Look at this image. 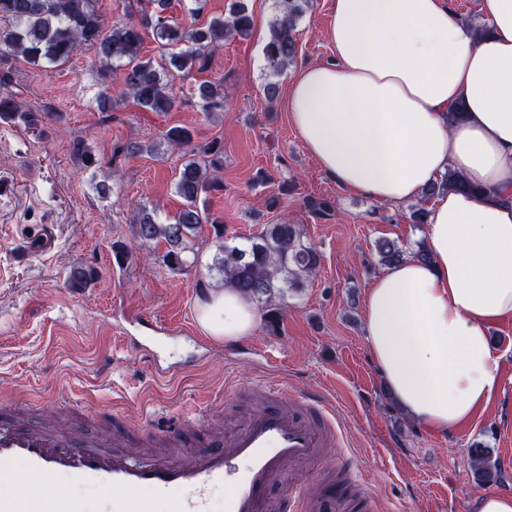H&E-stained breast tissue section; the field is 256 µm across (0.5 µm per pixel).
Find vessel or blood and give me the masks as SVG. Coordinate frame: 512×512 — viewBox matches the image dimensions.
I'll use <instances>...</instances> for the list:
<instances>
[{
    "label": "vessel or blood",
    "instance_id": "1",
    "mask_svg": "<svg viewBox=\"0 0 512 512\" xmlns=\"http://www.w3.org/2000/svg\"><path fill=\"white\" fill-rule=\"evenodd\" d=\"M147 335L127 337L131 352L156 379L182 372L180 363L162 362L152 344L171 339L177 328L154 320ZM264 403L233 435L211 423L194 431L186 419L160 426L148 420L123 425L114 421L85 430L63 422L60 414L29 425L15 412L0 416V485L12 492L0 496V512H22L33 500L34 512H83L66 501L62 483L92 485L101 490L100 512H215L214 495L224 491V512H288L281 487L295 466L316 459L336 442V418L287 389L262 386ZM22 463L39 476L35 496L13 470ZM341 494L330 487L308 498L304 512H343Z\"/></svg>",
    "mask_w": 512,
    "mask_h": 512
}]
</instances>
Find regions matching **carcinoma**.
Listing matches in <instances>:
<instances>
[{"label": "carcinoma", "mask_w": 512, "mask_h": 512, "mask_svg": "<svg viewBox=\"0 0 512 512\" xmlns=\"http://www.w3.org/2000/svg\"><path fill=\"white\" fill-rule=\"evenodd\" d=\"M309 0H281L279 14L270 25V38L264 47V58L271 79L262 89L264 99L272 103L280 96L276 77L294 62L297 54L294 31ZM129 0L125 18L106 22L95 7V0H0V53L23 58L34 65L43 62L63 64L75 51L85 47L94 51L96 62L104 71L118 68L120 83L112 94L100 96V106L115 107L127 101L151 112H170L180 104L174 81L192 68L207 69L211 48L224 37L248 35L253 17L243 3L236 4L229 18L214 17L204 27H187L166 15L167 0ZM152 36L159 47L158 57L141 55L146 36ZM195 94L202 101L205 114L224 111L221 84L204 82ZM60 122L63 116L48 108L35 110L17 96L0 92V121L37 130L46 120ZM167 147L183 154L175 177V189L183 207L171 224L159 223L146 208L130 216L133 237L140 245L162 244L163 264L171 270L183 269L188 260L184 254L203 225L211 226L212 243L217 253L209 271L221 283L239 290L266 305V326L275 327L281 319V308L271 304L289 288H301L320 264L318 251L302 239L297 224H269L252 237L250 245L240 248L224 240V224L208 212L209 195L224 190V144L213 141L200 149L193 145L192 131L174 125L164 131ZM70 155L83 169L97 164L85 140L75 138L69 145ZM474 190L454 171L424 192V200L440 192ZM376 250L384 265L399 262L405 250L396 241L380 239ZM94 270L83 264L70 267L67 285L81 292L93 281ZM471 468L480 482H494L497 465L491 449L477 443L469 449Z\"/></svg>", "instance_id": "1"}]
</instances>
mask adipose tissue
Returning <instances> with one entry per match:
<instances>
[{
	"instance_id": "obj_1",
	"label": "adipose tissue",
	"mask_w": 512,
	"mask_h": 512,
	"mask_svg": "<svg viewBox=\"0 0 512 512\" xmlns=\"http://www.w3.org/2000/svg\"><path fill=\"white\" fill-rule=\"evenodd\" d=\"M478 11L472 22L448 0H334L335 57L298 71L287 95L305 148L349 191L397 207L451 170L474 187L432 200L428 260L386 267L364 301L390 397L436 430L468 422L499 388L488 330L512 316V0H479ZM199 311L228 342L259 321L233 288L210 291Z\"/></svg>"
}]
</instances>
